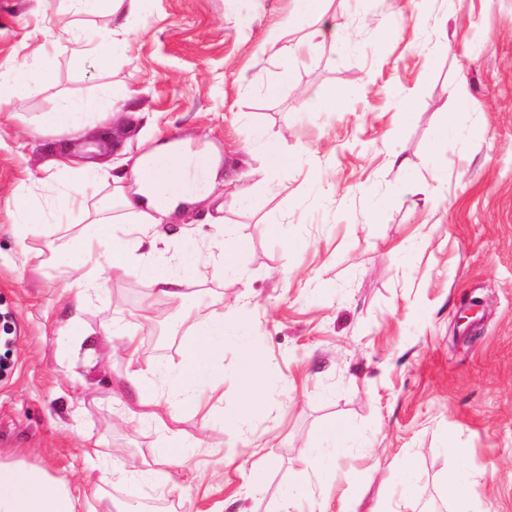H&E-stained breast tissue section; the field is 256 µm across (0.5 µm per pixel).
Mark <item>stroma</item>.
Here are the masks:
<instances>
[{
  "mask_svg": "<svg viewBox=\"0 0 512 512\" xmlns=\"http://www.w3.org/2000/svg\"><path fill=\"white\" fill-rule=\"evenodd\" d=\"M292 7L142 0L111 67L77 71L73 38L46 40L47 20L90 35L106 18L72 17L63 0H0V68L55 61L16 113L0 110V313L17 325L14 368L0 376V459L77 483L92 441L113 466L160 471L166 429L198 442L184 455L201 478L180 512H452L443 482L459 464L476 475L472 512H512V0H328V16L349 17L344 48L301 22L284 41L304 52L263 53ZM448 28L457 37L444 52ZM272 82L275 98L263 93ZM106 87L124 95L121 124L95 122L76 142L26 136L27 120L60 97ZM316 92L334 97V111H299ZM269 134L298 167L262 169ZM158 137L208 142L224 160V226L206 221L216 203L198 200L169 218L170 245L197 228L200 258L217 259L228 225L249 242L236 272L188 282L192 307L223 310L230 334L214 390L174 416L128 387L126 362L103 335L119 323L138 336L143 361L164 372L182 364L186 333L153 343L138 315L169 266L157 258L149 271L111 277L78 348L53 323L63 313L58 274L79 276L81 251L63 247L24 268L11 236V194L27 174L46 177L63 152L78 170L117 168ZM396 152L417 187L391 165ZM380 200L391 206L370 223ZM475 298L484 309L470 327L460 315ZM247 365L266 403L260 416L241 413ZM339 422L351 435L331 472H301ZM260 436L269 446L257 454ZM407 455L418 486L404 500L397 464ZM218 468L223 479H211Z\"/></svg>",
  "mask_w": 512,
  "mask_h": 512,
  "instance_id": "35a3bbf8",
  "label": "stroma"
}]
</instances>
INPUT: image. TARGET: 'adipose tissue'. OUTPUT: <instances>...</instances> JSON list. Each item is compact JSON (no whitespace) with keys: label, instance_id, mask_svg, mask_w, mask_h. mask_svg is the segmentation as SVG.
Returning <instances> with one entry per match:
<instances>
[{"label":"adipose tissue","instance_id":"ef3b65f1","mask_svg":"<svg viewBox=\"0 0 512 512\" xmlns=\"http://www.w3.org/2000/svg\"><path fill=\"white\" fill-rule=\"evenodd\" d=\"M69 13L75 16L93 15L115 18L116 24L89 37L86 48L74 51L71 62L84 68L88 57L109 64L118 45L116 36L126 31V21L137 8L139 0H64ZM53 74L51 58H42L38 67L25 64L0 72V98L21 99L31 82L46 81ZM102 114L95 100L65 96L53 111L30 121L27 134L38 139L63 136L74 140ZM124 174L109 169H72L65 158L53 160L51 175L56 195L51 209H44L35 193L39 178L28 176L12 192L18 254L22 266L37 265L42 252L25 242L24 227L38 224L45 229V248L54 249L57 235L86 256L84 272L77 285H70L71 274L61 271L64 284V314L56 321L57 333L80 341L84 334L83 315L98 294L107 287L110 274H123L143 268L157 252V245L166 234L162 224L166 217L196 199L211 194L224 180V169L208 148L188 152L179 144L161 142L152 149L126 161ZM107 185L112 195L97 199L96 191ZM123 232H116V224ZM247 247L243 238L229 236L219 244L221 263L212 268H200L195 252L180 250L169 256L172 274L156 280L157 296L172 302L183 301L186 274L216 279L237 266L236 257ZM224 316L212 314L206 321L194 324L184 346L186 365L165 375L164 396L170 411L185 404H200L214 377L213 365L223 355ZM108 342L116 343L126 365V380L131 388L144 393L155 378V367L141 360L138 340L121 326L112 325ZM84 455L90 465L83 485H75L63 476H50L42 469L22 461H0V512H101L104 501L110 500L113 482L124 487V501L117 512H133L132 505L144 485L153 479L152 473L130 463L120 472L104 468L96 445H86Z\"/></svg>","mask_w":512,"mask_h":512}]
</instances>
